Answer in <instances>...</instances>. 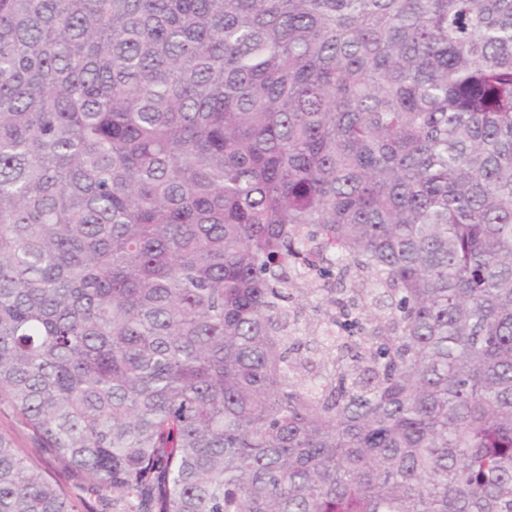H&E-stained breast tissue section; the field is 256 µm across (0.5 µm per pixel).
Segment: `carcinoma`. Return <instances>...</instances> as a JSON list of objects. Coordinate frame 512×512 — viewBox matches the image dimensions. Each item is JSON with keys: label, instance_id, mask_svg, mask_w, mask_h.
<instances>
[{"label": "carcinoma", "instance_id": "obj_1", "mask_svg": "<svg viewBox=\"0 0 512 512\" xmlns=\"http://www.w3.org/2000/svg\"><path fill=\"white\" fill-rule=\"evenodd\" d=\"M0 512H512V0H0ZM0 433L9 437L15 448L27 456L32 462L42 467L44 470L55 476V478L69 488L74 494H82L81 481L66 473L60 464L53 459L44 456L38 442L30 431L9 411L0 406Z\"/></svg>", "mask_w": 512, "mask_h": 512}]
</instances>
